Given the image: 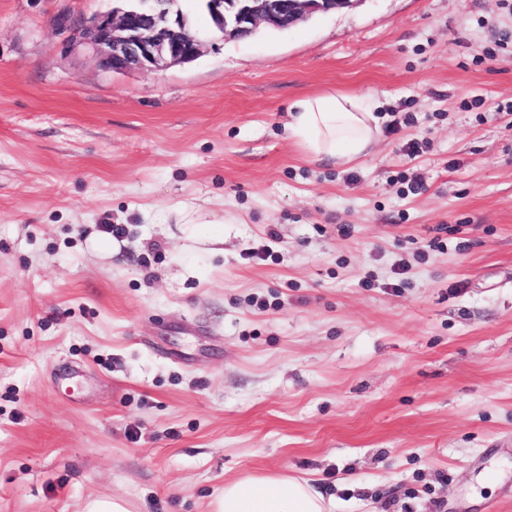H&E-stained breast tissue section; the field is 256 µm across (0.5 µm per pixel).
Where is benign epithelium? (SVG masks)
I'll list each match as a JSON object with an SVG mask.
<instances>
[{
	"label": "benign epithelium",
	"mask_w": 512,
	"mask_h": 512,
	"mask_svg": "<svg viewBox=\"0 0 512 512\" xmlns=\"http://www.w3.org/2000/svg\"><path fill=\"white\" fill-rule=\"evenodd\" d=\"M112 11L91 17L62 11L53 25L64 42L82 47L97 66L116 74L163 72L188 64L204 51L209 37L186 26L183 13L161 9V0H119ZM355 0H207L214 32L222 39L244 40L259 28L279 32L314 16L347 8Z\"/></svg>",
	"instance_id": "1"
}]
</instances>
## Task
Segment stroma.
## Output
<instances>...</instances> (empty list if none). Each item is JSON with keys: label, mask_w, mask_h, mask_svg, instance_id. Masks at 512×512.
Instances as JSON below:
<instances>
[{"label": "stroma", "mask_w": 512, "mask_h": 512, "mask_svg": "<svg viewBox=\"0 0 512 512\" xmlns=\"http://www.w3.org/2000/svg\"><path fill=\"white\" fill-rule=\"evenodd\" d=\"M113 5L0 0V512L258 473L512 512V5L358 0L129 75L51 25ZM336 90L399 126L316 163L288 115Z\"/></svg>", "instance_id": "1"}]
</instances>
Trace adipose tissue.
<instances>
[{"label":"adipose tissue","instance_id":"obj_1","mask_svg":"<svg viewBox=\"0 0 512 512\" xmlns=\"http://www.w3.org/2000/svg\"><path fill=\"white\" fill-rule=\"evenodd\" d=\"M379 106L371 95L328 92L295 102L288 125L319 161L352 160L367 154L379 131ZM333 504L308 481L288 475L251 476L226 482L216 512H332Z\"/></svg>","mask_w":512,"mask_h":512}]
</instances>
